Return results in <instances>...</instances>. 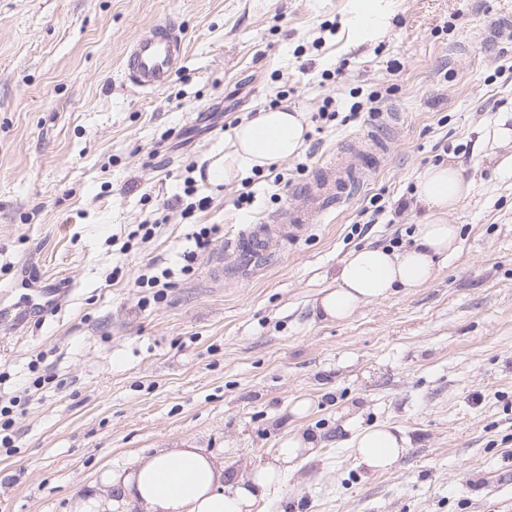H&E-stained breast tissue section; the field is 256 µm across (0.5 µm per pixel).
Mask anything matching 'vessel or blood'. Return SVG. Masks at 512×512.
I'll return each mask as SVG.
<instances>
[{
  "instance_id": "b4317fda",
  "label": "vessel or blood",
  "mask_w": 512,
  "mask_h": 512,
  "mask_svg": "<svg viewBox=\"0 0 512 512\" xmlns=\"http://www.w3.org/2000/svg\"><path fill=\"white\" fill-rule=\"evenodd\" d=\"M183 49L182 36L173 25H154L130 45L124 61L125 76L138 89H159L172 77ZM382 153V146H370L358 138L348 140L342 162H326L312 182L292 189L296 204L290 211L289 232H281L279 216L267 215L263 219V228L243 229L225 242L224 256L216 260L214 274L223 273L228 265L250 266L259 259L267 258L272 252L269 245L271 238L284 234L296 237L314 220L349 200L360 182L361 174L376 167Z\"/></svg>"
}]
</instances>
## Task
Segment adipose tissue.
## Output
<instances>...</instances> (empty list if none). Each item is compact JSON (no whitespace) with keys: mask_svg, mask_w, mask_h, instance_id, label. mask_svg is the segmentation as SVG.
I'll use <instances>...</instances> for the list:
<instances>
[{"mask_svg":"<svg viewBox=\"0 0 512 512\" xmlns=\"http://www.w3.org/2000/svg\"><path fill=\"white\" fill-rule=\"evenodd\" d=\"M305 113L281 105L239 126L223 167L211 170L213 181L233 170L267 166L299 154L305 145ZM469 185L459 165L427 169L416 188L415 202L424 215L404 249L372 245L343 261L335 287L323 290L317 315L326 321L350 318L364 303L380 301L398 288H421L431 282L457 249L458 227L448 221L466 197ZM314 438L293 435L274 456L234 478L224 475V461L204 448H161L136 459L130 467L105 472L90 489L75 492L77 512H253L271 488L303 453L315 450ZM359 465L378 472L392 467L407 446L405 437L387 425L361 430L352 440Z\"/></svg>","mask_w":512,"mask_h":512,"instance_id":"obj_1","label":"adipose tissue"}]
</instances>
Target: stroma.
Returning <instances> with one entry per match:
<instances>
[{"label":"stroma","mask_w":512,"mask_h":512,"mask_svg":"<svg viewBox=\"0 0 512 512\" xmlns=\"http://www.w3.org/2000/svg\"><path fill=\"white\" fill-rule=\"evenodd\" d=\"M378 7L366 28L359 0H0V399L18 400L0 512H75V489L159 448L213 450L232 476L295 433L317 453L257 512H512V169L499 164L512 142L487 138L512 127V40L483 38L512 0ZM161 22L185 54L145 95L123 61ZM380 89L375 116L310 132L274 164L297 185L342 142L385 130L353 198L264 270L213 279L226 240L293 204L246 170L210 180L236 125L275 98L311 116ZM441 161L471 183L449 216L457 252L425 287L315 317L351 251L411 245L416 182ZM189 176L209 205L186 217L175 198ZM376 195L411 205L354 232ZM160 216L148 241L130 238ZM153 262L173 270L158 299L134 285ZM38 370L53 381L37 390ZM375 424L408 440L384 473L350 448Z\"/></svg>","instance_id":"1"}]
</instances>
